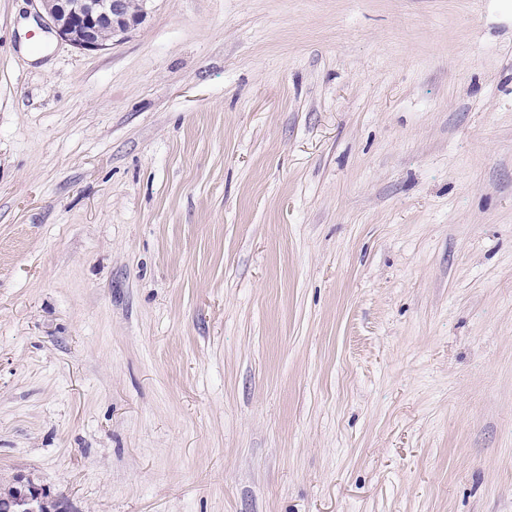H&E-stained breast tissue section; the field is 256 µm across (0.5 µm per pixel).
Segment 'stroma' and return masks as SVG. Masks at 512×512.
<instances>
[{
	"instance_id": "obj_1",
	"label": "stroma",
	"mask_w": 512,
	"mask_h": 512,
	"mask_svg": "<svg viewBox=\"0 0 512 512\" xmlns=\"http://www.w3.org/2000/svg\"><path fill=\"white\" fill-rule=\"evenodd\" d=\"M0 0V481L67 512H512V0ZM49 27L69 44L86 50L103 49L114 37L122 39L147 17L152 0H40ZM135 13V16H133Z\"/></svg>"
}]
</instances>
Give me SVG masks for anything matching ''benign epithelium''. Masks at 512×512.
Returning <instances> with one entry per match:
<instances>
[{"instance_id":"benign-epithelium-1","label":"benign epithelium","mask_w":512,"mask_h":512,"mask_svg":"<svg viewBox=\"0 0 512 512\" xmlns=\"http://www.w3.org/2000/svg\"><path fill=\"white\" fill-rule=\"evenodd\" d=\"M152 0H40L49 27L69 44L86 50L108 46L113 38L125 37L147 17ZM0 512H64L62 500L50 487L19 471L12 482L0 488Z\"/></svg>"}]
</instances>
